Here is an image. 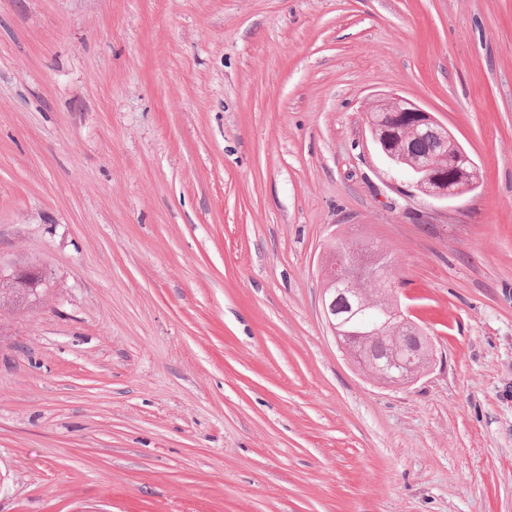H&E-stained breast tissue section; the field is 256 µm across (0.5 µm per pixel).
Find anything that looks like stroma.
Returning <instances> with one entry per match:
<instances>
[{"label":"stroma","mask_w":512,"mask_h":512,"mask_svg":"<svg viewBox=\"0 0 512 512\" xmlns=\"http://www.w3.org/2000/svg\"><path fill=\"white\" fill-rule=\"evenodd\" d=\"M472 155L444 203L364 112ZM431 337L338 348L336 233ZM0 512H512V0H0ZM365 112V126L371 140L394 169H408L405 173L416 191L436 200L449 201L480 185L476 162L455 140L448 127L432 113L396 95L373 103ZM407 126L409 128L405 129ZM418 136L426 138L414 141L416 155L436 170H445L442 157L446 151L427 138L439 141L448 148V153L452 148L448 140L453 143L454 152L449 155L448 164L454 172V183L449 182L446 176L433 173L425 162L412 153V140ZM40 285L34 292L23 291L20 288H14L11 278L0 277V314L7 311L18 312L28 308H32L31 301L41 297L42 293L48 288L46 277L40 272Z\"/></svg>","instance_id":"1"}]
</instances>
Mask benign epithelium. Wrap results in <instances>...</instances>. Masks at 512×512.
I'll return each instance as SVG.
<instances>
[{"instance_id": "7a95c632", "label": "benign epithelium", "mask_w": 512, "mask_h": 512, "mask_svg": "<svg viewBox=\"0 0 512 512\" xmlns=\"http://www.w3.org/2000/svg\"><path fill=\"white\" fill-rule=\"evenodd\" d=\"M365 126L371 140L396 169L407 168L411 185L436 200H453L480 185L476 162L455 141L448 127L416 103L401 96H390L366 109ZM426 137L442 145L453 142L448 157L454 181L435 174L412 153V140ZM388 255L372 247L349 242L343 258H330L321 266L324 279L323 314L337 344L373 379L390 386H408L420 379L433 361L425 331L411 319L391 288ZM369 309L381 311L387 319L361 333L343 330L349 315Z\"/></svg>"}]
</instances>
